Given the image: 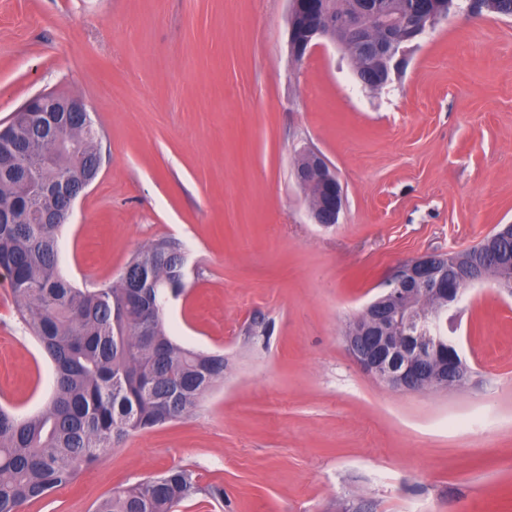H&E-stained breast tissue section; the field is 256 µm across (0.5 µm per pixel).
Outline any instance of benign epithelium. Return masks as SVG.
<instances>
[{
    "instance_id": "benign-epithelium-1",
    "label": "benign epithelium",
    "mask_w": 512,
    "mask_h": 512,
    "mask_svg": "<svg viewBox=\"0 0 512 512\" xmlns=\"http://www.w3.org/2000/svg\"><path fill=\"white\" fill-rule=\"evenodd\" d=\"M427 5L413 2L397 20L381 19L389 32L380 43L363 24L368 12L363 4L352 14H338L329 0H290L289 43L300 60L327 39L345 49L355 60L354 73L374 56L382 55L400 70L413 35L422 26L432 27L425 15ZM21 112H73L87 116L85 101L71 95L56 101L43 93L29 99ZM303 186L317 189V203L311 208L315 223L330 227L339 223L344 188L331 163L321 154L307 153V164L294 171ZM78 198L74 190H62L55 222L67 223ZM512 240V224H499L475 249L448 254H424L401 264L383 291L368 302L346 333L349 354L366 373L400 392H420L465 385L473 374L461 353L459 340L442 333L448 312L457 311L468 288L495 278L497 287L512 296V252L504 243ZM422 305L431 309L423 311Z\"/></svg>"
}]
</instances>
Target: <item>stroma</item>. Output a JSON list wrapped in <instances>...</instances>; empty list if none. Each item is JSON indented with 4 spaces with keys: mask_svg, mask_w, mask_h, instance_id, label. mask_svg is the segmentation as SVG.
<instances>
[{
    "mask_svg": "<svg viewBox=\"0 0 512 512\" xmlns=\"http://www.w3.org/2000/svg\"><path fill=\"white\" fill-rule=\"evenodd\" d=\"M288 13L289 0H0V128L54 92L83 97L100 130L62 274L96 288L173 240L186 286L167 331L224 355L191 416L131 433L21 512H90L173 467L201 488L175 512H512V296L491 280L466 292L461 387L393 390L345 342L401 263L512 224V18L450 14L372 92L333 43L293 60ZM309 151L344 186L328 228L294 178ZM54 376L0 278V393L28 417Z\"/></svg>",
    "mask_w": 512,
    "mask_h": 512,
    "instance_id": "obj_1",
    "label": "stroma"
}]
</instances>
